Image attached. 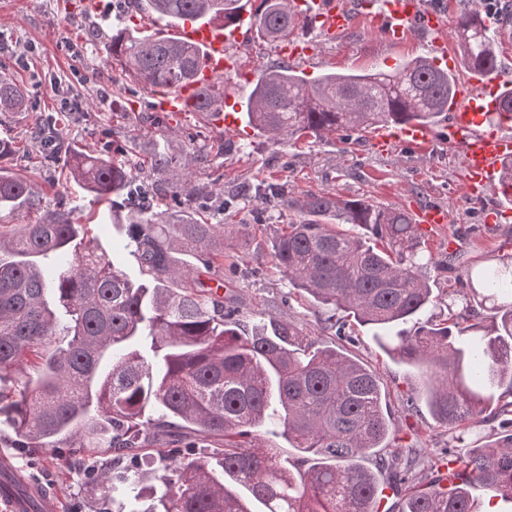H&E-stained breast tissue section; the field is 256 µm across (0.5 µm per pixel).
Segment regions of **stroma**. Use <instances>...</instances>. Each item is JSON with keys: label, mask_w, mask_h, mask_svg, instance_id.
<instances>
[{"label": "stroma", "mask_w": 512, "mask_h": 512, "mask_svg": "<svg viewBox=\"0 0 512 512\" xmlns=\"http://www.w3.org/2000/svg\"><path fill=\"white\" fill-rule=\"evenodd\" d=\"M144 0H0V76L24 84L29 105L25 111L0 116V138L12 140L15 151L0 165L30 176L43 191L50 209L76 207L79 220H90L91 234L101 254L116 268L137 276L138 265L129 255V227L112 223L111 205L66 184L60 166H43L28 133L38 121L55 117L66 141L82 145L125 163L131 170L146 166L155 146H163L175 164L187 167L198 202L212 224H248L252 237L246 246L226 250L208 270L214 282H224L238 299L240 318L253 312L293 320L309 331L317 325L308 307L290 294L288 282L275 269L270 240L283 225L295 220L293 210L261 203L258 185L279 184L291 196L336 192L388 209L412 211L424 205L442 207L448 215L444 229L425 235L426 247L442 256L446 242L469 257L495 258L504 241L512 239V216L491 226L483 221L498 202L494 195L469 199L462 179L458 147L438 140L423 149L400 144L380 152L371 134L341 139L340 135L308 137L297 143L274 142L251 134L216 130L196 112L173 118L157 111L156 97L127 76L109 57L110 35L123 18L134 16L150 33L156 18L143 9ZM302 38L316 41L313 56L293 65L313 78L325 71L347 73L369 67L393 69L402 62L430 57L431 39L414 35L400 44L386 41L357 20L354 34L336 41L318 40L303 30ZM234 68L224 86L235 98L246 96L252 73L281 63L277 47L261 43L254 30L244 33L243 44L230 48ZM89 101L87 112L67 113L65 100ZM340 346L378 376L391 418V432L399 445L413 449L421 464H428V449L444 447L448 434L427 408L411 411L408 398H420V373L390 358L371 334L358 332L340 339ZM90 455L99 461L111 452L24 451L15 465L50 493L56 512H112V501L89 480L77 460Z\"/></svg>", "instance_id": "35a3bbf8"}]
</instances>
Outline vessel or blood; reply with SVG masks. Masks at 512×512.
<instances>
[{
	"label": "vessel or blood",
	"mask_w": 512,
	"mask_h": 512,
	"mask_svg": "<svg viewBox=\"0 0 512 512\" xmlns=\"http://www.w3.org/2000/svg\"><path fill=\"white\" fill-rule=\"evenodd\" d=\"M291 8L312 18L322 38L331 40L350 31L363 4L361 0H290ZM392 43L405 42L416 32L435 35L437 63L455 69L457 59L445 52L438 36L446 25L444 7L427 6L424 0H378V8L368 17ZM243 21L224 24L223 21L185 22L170 31L173 42L198 47L203 51L194 84L171 93L158 95L156 108L161 112L190 111L199 87L223 83L224 75L233 67L228 53L230 44L240 41ZM503 78L497 72L481 73L459 83L448 103L449 121L443 129L415 122L398 125L384 124L377 129L373 143L377 150L387 151L393 144L420 148L440 136L455 140L464 157L463 180L468 195L474 199L494 194L512 200V131L508 118L500 114ZM413 219L420 230L431 233L445 226V211L430 206L414 209Z\"/></svg>",
	"instance_id": "vessel-or-blood-1"
}]
</instances>
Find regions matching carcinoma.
<instances>
[{
	"label": "carcinoma",
	"mask_w": 512,
	"mask_h": 512,
	"mask_svg": "<svg viewBox=\"0 0 512 512\" xmlns=\"http://www.w3.org/2000/svg\"><path fill=\"white\" fill-rule=\"evenodd\" d=\"M170 26L186 20L235 21L241 0H148ZM257 36L273 43L302 23L287 0H263ZM454 32L470 68L498 67L495 33L472 11ZM112 58L153 91L194 81L200 53L159 35L112 34ZM455 75L425 59L392 70L324 73L315 79L283 64L268 69L242 105L248 124L272 140L344 133L379 124H430L446 111ZM27 91L0 79V112L26 109ZM224 105L214 86L196 94L193 110ZM31 139L46 165L63 162L67 178L99 199L126 195L134 217L127 244L143 279L133 281L96 252L76 209L44 213L37 224H0V418L18 448H112L134 457L169 441L181 448L220 441V469L205 453L171 455L162 488L143 512H378L379 483L359 464L374 448L390 447V418L376 374L324 337L291 320L253 313L236 318L235 295L205 283L192 256L209 268L228 240H245L248 224H210L196 211L172 217L152 206L155 187L126 165L80 147L65 149L56 123L34 126ZM190 181L176 174L170 189ZM265 200L298 219L271 241L270 257L296 296L322 325L342 334L369 328L392 358L424 369L426 404L467 450L434 451L429 473H416L412 449L397 446L393 489L406 487L401 512H486L470 487L478 482L512 512V256L467 264L466 304L434 294L428 269L456 267L461 254L438 259L424 249L411 218L364 200L321 192L295 199L271 191ZM38 187L0 166V210L41 208ZM363 232H357V229ZM412 324L411 330L402 326ZM508 415V430L477 446L467 431ZM310 456L295 471L284 466L275 439ZM103 494L125 503L145 496L142 475L96 473Z\"/></svg>",
	"instance_id": "1"
}]
</instances>
